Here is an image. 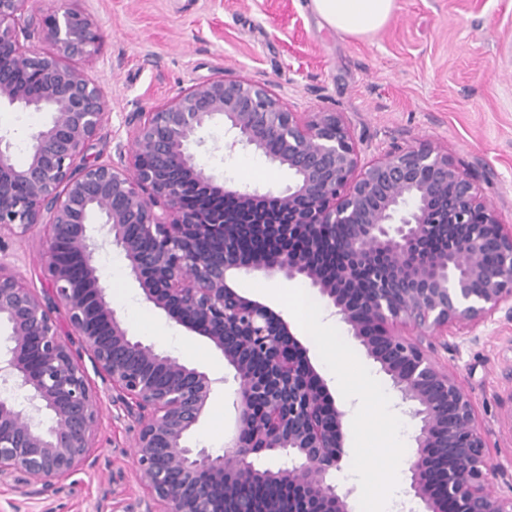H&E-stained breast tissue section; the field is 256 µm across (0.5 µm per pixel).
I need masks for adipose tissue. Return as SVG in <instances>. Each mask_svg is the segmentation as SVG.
<instances>
[{
  "instance_id": "ef3b65f1",
  "label": "adipose tissue",
  "mask_w": 512,
  "mask_h": 512,
  "mask_svg": "<svg viewBox=\"0 0 512 512\" xmlns=\"http://www.w3.org/2000/svg\"><path fill=\"white\" fill-rule=\"evenodd\" d=\"M320 23L351 37L371 35L391 20L396 0H310Z\"/></svg>"
}]
</instances>
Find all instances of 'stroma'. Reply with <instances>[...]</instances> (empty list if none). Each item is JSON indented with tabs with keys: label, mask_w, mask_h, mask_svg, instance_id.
I'll list each match as a JSON object with an SVG mask.
<instances>
[{
	"label": "stroma",
	"mask_w": 512,
	"mask_h": 512,
	"mask_svg": "<svg viewBox=\"0 0 512 512\" xmlns=\"http://www.w3.org/2000/svg\"><path fill=\"white\" fill-rule=\"evenodd\" d=\"M390 23L354 38L323 27L309 0H73L99 37L95 55L76 64L102 88L109 111L90 150L115 160L127 142L132 113L149 112L191 85L222 75L265 80L297 112H339L369 162L386 149L422 144L448 150L477 180L503 223L512 224V0H396ZM227 187H285L287 170L263 155L240 151L202 158ZM39 232L0 235V261L42 290ZM120 253L105 246L95 258L130 334L168 345L157 328L169 320L140 296ZM183 342L175 357L216 378L193 439L224 449L235 429L232 384L223 356L204 339L173 328ZM439 361L471 398L494 491L512 495V311L501 308L472 328H453ZM91 386L102 400L94 447L83 469L43 484L39 494L0 486V512H147L151 498L132 462L135 419L113 398L91 360Z\"/></svg>",
	"instance_id": "1"
}]
</instances>
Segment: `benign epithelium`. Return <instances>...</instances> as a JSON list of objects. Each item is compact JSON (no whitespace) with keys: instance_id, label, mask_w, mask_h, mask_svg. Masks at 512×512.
I'll return each mask as SVG.
<instances>
[{"instance_id":"obj_1","label":"benign epithelium","mask_w":512,"mask_h":512,"mask_svg":"<svg viewBox=\"0 0 512 512\" xmlns=\"http://www.w3.org/2000/svg\"><path fill=\"white\" fill-rule=\"evenodd\" d=\"M32 0H0V106L47 112L24 164L0 133V231L42 227V291L0 262V484L44 483L83 467L101 414L88 355L139 430L132 458L158 512H351L332 480L344 411L284 318L230 284L243 271L307 281L335 309L416 421L408 496L420 512H512L488 488L493 467L471 400L433 356L432 339L512 303V225L448 151L393 146L363 164L338 112L304 117L266 82L196 83L130 117L123 164L88 157L108 104L69 63L98 37L66 0L42 51ZM224 122V148L285 168L282 189L241 192L231 210L185 205L209 184L202 129ZM275 198L288 223H254ZM102 223H88L91 214ZM284 232L304 249L243 264L239 244ZM110 244L144 299L208 339L233 370L236 432L216 454L191 446L217 382L129 333L95 254ZM410 328L407 338L401 329ZM78 337V343L67 340Z\"/></svg>"}]
</instances>
